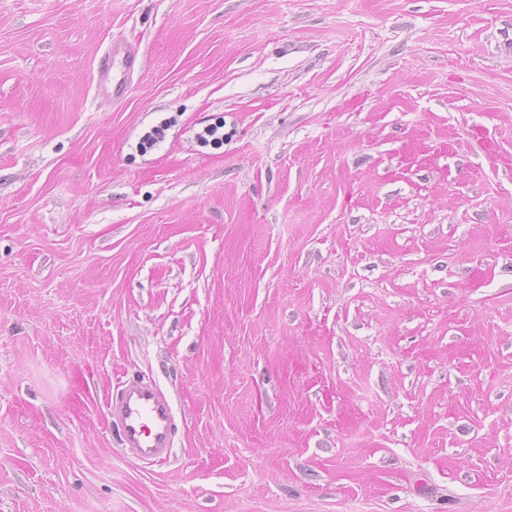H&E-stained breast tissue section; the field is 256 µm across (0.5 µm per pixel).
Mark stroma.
<instances>
[{"mask_svg":"<svg viewBox=\"0 0 512 512\" xmlns=\"http://www.w3.org/2000/svg\"><path fill=\"white\" fill-rule=\"evenodd\" d=\"M0 512H512V0H0ZM141 68L137 46L124 39L112 40L97 60L95 96L112 104L123 102L130 92V77ZM108 413L125 453L149 462L169 456L173 405L160 387L138 378L121 381L108 403Z\"/></svg>","mask_w":512,"mask_h":512,"instance_id":"obj_1","label":"stroma"}]
</instances>
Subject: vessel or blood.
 <instances>
[{
    "label": "vessel or blood",
    "mask_w": 512,
    "mask_h": 512,
    "mask_svg": "<svg viewBox=\"0 0 512 512\" xmlns=\"http://www.w3.org/2000/svg\"><path fill=\"white\" fill-rule=\"evenodd\" d=\"M141 67L137 46L124 39L112 40L97 60L96 96L115 104L123 102L130 92L132 74ZM108 413L119 431L122 448L131 457L149 462L168 457L173 405L160 387L138 378L121 381L108 403Z\"/></svg>",
    "instance_id": "vessel-or-blood-1"
}]
</instances>
